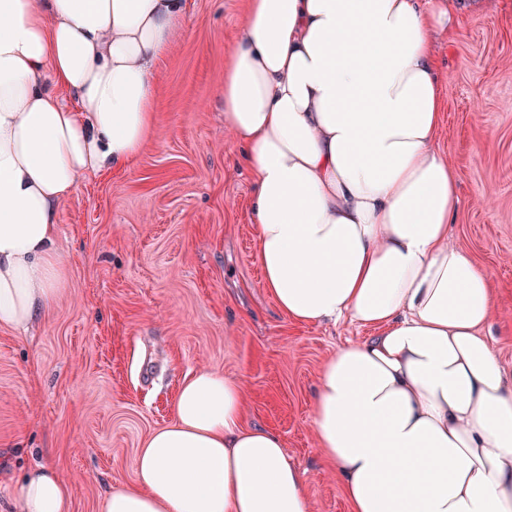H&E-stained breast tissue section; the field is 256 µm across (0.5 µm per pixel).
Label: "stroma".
Returning <instances> with one entry per match:
<instances>
[{
	"label": "stroma",
	"instance_id": "obj_1",
	"mask_svg": "<svg viewBox=\"0 0 512 512\" xmlns=\"http://www.w3.org/2000/svg\"><path fill=\"white\" fill-rule=\"evenodd\" d=\"M245 3L189 0L190 28L156 63L157 138L61 205L68 290L28 331L0 328V512L38 464L68 483L72 512H102L201 369L242 383L248 422L281 436L313 512H349L314 450L313 396L322 362L371 332L296 325L263 285L253 185L220 93ZM461 13L458 31L435 38L437 145L459 173L451 240L492 279V341L512 367V0H469Z\"/></svg>",
	"mask_w": 512,
	"mask_h": 512
}]
</instances>
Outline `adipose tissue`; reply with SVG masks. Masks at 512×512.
<instances>
[{
    "label": "adipose tissue",
    "instance_id": "adipose-tissue-1",
    "mask_svg": "<svg viewBox=\"0 0 512 512\" xmlns=\"http://www.w3.org/2000/svg\"><path fill=\"white\" fill-rule=\"evenodd\" d=\"M456 24L450 0H247L224 56L265 288L295 322L374 331L323 364L314 392L315 451L351 512H512L496 293L450 239L458 173L435 147L434 36ZM189 26L184 0H0V328L27 329L64 295L59 209L155 137V64ZM12 505L71 512L70 489L41 466ZM103 512L312 505L280 436L247 422L243 385L201 369Z\"/></svg>",
    "mask_w": 512,
    "mask_h": 512
}]
</instances>
